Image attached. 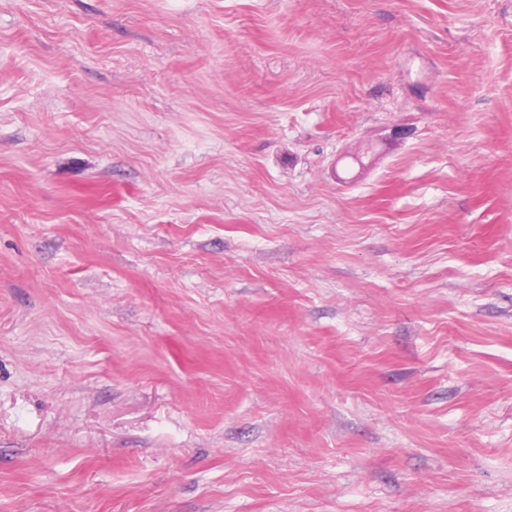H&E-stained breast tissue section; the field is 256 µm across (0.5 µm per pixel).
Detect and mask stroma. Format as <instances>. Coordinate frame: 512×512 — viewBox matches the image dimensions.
I'll return each mask as SVG.
<instances>
[{"mask_svg": "<svg viewBox=\"0 0 512 512\" xmlns=\"http://www.w3.org/2000/svg\"><path fill=\"white\" fill-rule=\"evenodd\" d=\"M0 512H512V0H0Z\"/></svg>", "mask_w": 512, "mask_h": 512, "instance_id": "stroma-1", "label": "stroma"}]
</instances>
